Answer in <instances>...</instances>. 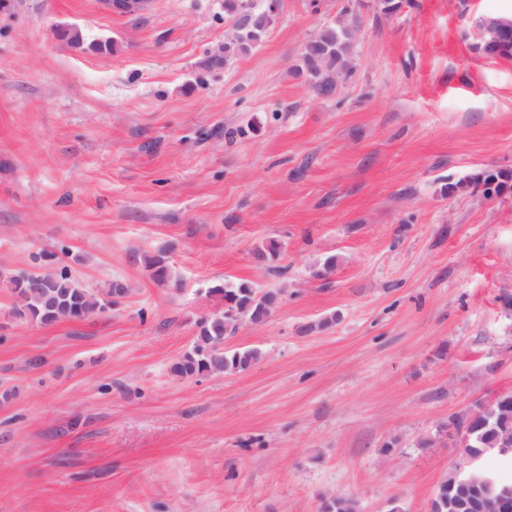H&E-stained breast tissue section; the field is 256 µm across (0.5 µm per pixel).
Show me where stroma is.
<instances>
[{"instance_id":"35a3bbf8","label":"stroma","mask_w":512,"mask_h":512,"mask_svg":"<svg viewBox=\"0 0 512 512\" xmlns=\"http://www.w3.org/2000/svg\"><path fill=\"white\" fill-rule=\"evenodd\" d=\"M345 6L355 72L326 98L294 70ZM511 13L280 0L209 70L224 0H0V270L65 246L86 288H131L46 325L0 288V512H430L462 459L449 421L512 395V60L475 26ZM158 254L170 284L140 261ZM242 280L282 293L224 341L260 359L176 376L210 288ZM102 8L111 14L139 17L147 13L154 0H99Z\"/></svg>"}]
</instances>
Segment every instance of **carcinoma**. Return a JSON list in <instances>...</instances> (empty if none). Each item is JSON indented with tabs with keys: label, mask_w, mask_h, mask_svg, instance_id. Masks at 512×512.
<instances>
[{
	"label": "carcinoma",
	"mask_w": 512,
	"mask_h": 512,
	"mask_svg": "<svg viewBox=\"0 0 512 512\" xmlns=\"http://www.w3.org/2000/svg\"><path fill=\"white\" fill-rule=\"evenodd\" d=\"M256 3L255 19L249 29L250 35L243 41L230 40L224 44V58L240 56L256 48L266 36L261 22L265 6L262 0ZM358 26L349 9H343L336 18L323 26L315 43L306 48L302 64L296 67L299 76H305L313 90L323 97L338 94L336 85L327 78L328 71L336 68L341 58H352L355 53ZM143 261L151 271L154 281L165 285L170 282L173 272L161 255L145 257ZM0 282L12 292L19 290L30 295L25 305L13 308L15 318L41 324H52L64 320L102 313L109 305H115L128 295L119 289L120 281L110 282L102 291H94L80 285L72 277L68 266H55L40 273H6ZM210 294L224 302V310L212 314L199 322V334L192 348L186 351L174 365L175 374L194 377L203 371L220 375L241 371L254 364L261 356L257 349L224 350V339L236 331L234 324L248 320L263 307L272 308L280 301V292L269 290L257 293L251 283L218 284L210 288ZM495 411V429L472 426L471 438L483 436L489 447L512 444V409ZM322 512H356L355 501L335 497L324 501Z\"/></svg>",
	"instance_id": "cac0c4a2"
}]
</instances>
